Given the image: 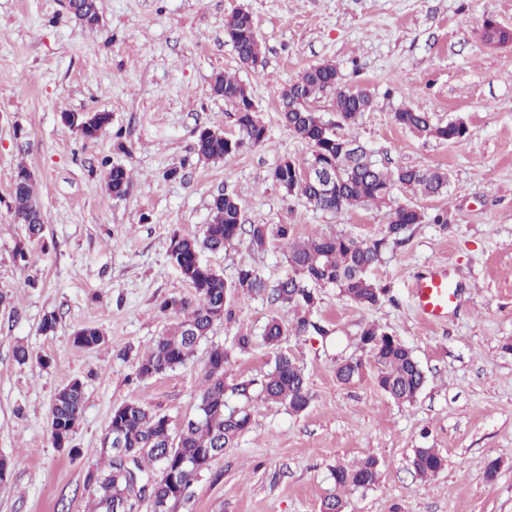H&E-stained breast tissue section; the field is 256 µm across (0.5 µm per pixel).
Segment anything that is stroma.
Here are the masks:
<instances>
[{
  "instance_id": "obj_1",
  "label": "stroma",
  "mask_w": 512,
  "mask_h": 512,
  "mask_svg": "<svg viewBox=\"0 0 512 512\" xmlns=\"http://www.w3.org/2000/svg\"><path fill=\"white\" fill-rule=\"evenodd\" d=\"M96 27L80 25L62 0H0V512H83L89 469L113 409L144 400L172 422L192 413L211 346L231 352L228 380L262 378L274 354L260 336L270 316L292 314L264 297L234 303L187 365L141 382L136 359L179 314L160 303L192 290L169 260L173 236L201 235L212 197L233 192L248 224H288L293 237L346 234L378 238L386 211L358 206L313 210L272 181L284 158L305 162L308 146L280 121V93L324 61L341 83L375 99L349 134L387 167L447 172V194L420 200L422 223L388 247L370 277L385 289L373 307L332 287L311 311L331 335L284 336L280 349L304 370L312 396L302 414L253 397L251 425L225 448L173 512H319L334 491L332 470L368 455L380 463L369 490L347 496L344 512H512V44L482 39L486 18L512 29V0H98ZM248 10L263 63L243 66L224 36L226 17ZM248 89L265 141L221 161L195 151L201 128L231 131L234 109L212 95L217 73ZM410 106L434 120L463 119L462 143L417 136L398 126ZM108 112L95 140L66 125L65 112ZM33 179L44 215V242L27 262L15 257L26 228L15 223L10 189L18 165ZM126 168L134 188L108 194L105 176ZM180 177H168L170 168ZM446 213L447 225L434 223ZM287 248L247 242L203 252L204 264L234 279L249 265L268 283L288 275ZM443 266L456 289L445 319L427 322L412 284ZM58 318L42 334L44 316ZM373 323L417 356L427 383L410 404L376 385L336 381V366L361 357L359 334ZM102 327L95 349L73 343L75 330ZM256 341L234 348L238 331ZM31 358L17 362L16 347ZM84 411L67 447L55 443L50 407L72 379ZM417 448L437 449L444 469L422 481L411 471ZM496 474H489L491 462Z\"/></svg>"
}]
</instances>
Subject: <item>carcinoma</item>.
<instances>
[{"label":"carcinoma","mask_w":512,"mask_h":512,"mask_svg":"<svg viewBox=\"0 0 512 512\" xmlns=\"http://www.w3.org/2000/svg\"><path fill=\"white\" fill-rule=\"evenodd\" d=\"M79 7L85 16L83 25L95 26L97 0H80ZM234 49L244 65L255 66L262 61L261 44L255 39H242ZM245 91L246 87L237 78L227 74L216 75L211 83V93L227 102L239 99ZM324 93L332 94L335 99V116L330 119L301 106ZM373 106L374 99L369 92L340 83L333 65L323 62L304 70L281 93V120L310 146L311 157L307 163L330 162L336 167L339 188L331 196L319 194L314 183L295 174V160L291 158L280 161V167L273 170L271 177L287 194H300L316 211L340 213L356 205L369 204L388 209L381 237L363 242L345 234H334L296 243L292 241L290 225L247 226L243 224V212L234 195L226 192L212 198L211 221L202 235L172 240L170 262L190 283L194 294L190 298L171 297L160 304V312L176 311L185 317L158 336L152 347L138 358L135 372L138 380L186 366L214 326L231 317L235 299L267 295L281 307L300 313L294 324L295 334L321 337L326 332L311 317L315 288L334 287L340 295L361 306H374L381 300L384 289L369 279V271L382 262L388 246L401 243L409 227L423 221L417 203H391L392 189L404 188L416 198L439 197L447 192L448 174L416 166L399 167L391 172L379 166L364 146L358 152L339 150L342 143L351 140L346 129ZM393 118L397 125L419 136L451 143L467 138V125L458 119L436 122L430 113L411 107L399 109ZM235 126V133L228 136L223 132L197 135V154L208 160H221L257 146L266 138L267 129L254 112L235 113ZM27 176L26 167L17 168L15 177L19 182L11 192V210L17 223L27 225L29 242L34 243L40 239L43 225L38 223V203L33 183L26 181ZM107 176L108 188L117 198L122 199L131 192L133 180L123 167H112ZM243 237L257 252L266 250L274 240L284 242L288 245L286 259L293 274L270 288L252 267L239 268L236 277L228 281L223 274L201 263V252L221 251ZM287 333L288 324L272 316L265 325L263 342L275 347ZM361 335L378 341L369 352L377 368L376 378L392 387L388 396L399 403H413L425 386L426 375L412 350L374 324L364 326ZM104 342L99 326L74 332L73 343L79 348L94 349ZM230 358V353L218 345L208 352L205 384L195 413L185 421L174 448L168 446L170 431L163 424L164 415L153 410L148 402L137 400L112 411L108 428L121 433L122 454L105 453L108 458L105 472L88 470L85 484L91 499L85 512H114L116 504L123 505L119 512H137L146 499L165 506L168 512L173 505L189 498L200 472L183 464V460L207 455L215 460L251 424L249 413L228 406V392L246 401L256 392L264 400L287 405L296 414L308 408L311 396L307 377L290 356L277 355L273 368L259 383L242 379L229 386L224 369ZM359 364L358 360L338 364L337 382L346 385L358 380ZM83 404L84 387L77 379L56 392L50 409V428L55 441L70 438L80 422ZM439 456L435 448L415 449L410 459L414 474L422 480L438 474ZM378 477V460L373 456L349 465H336L332 471L336 493L324 499L325 512H341L339 493L370 489L377 484Z\"/></svg>","instance_id":"obj_1"}]
</instances>
